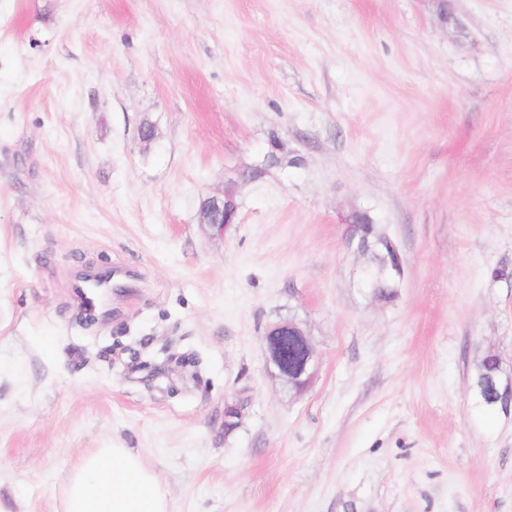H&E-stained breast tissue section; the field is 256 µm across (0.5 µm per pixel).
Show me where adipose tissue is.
I'll use <instances>...</instances> for the list:
<instances>
[{"label": "adipose tissue", "mask_w": 512, "mask_h": 512, "mask_svg": "<svg viewBox=\"0 0 512 512\" xmlns=\"http://www.w3.org/2000/svg\"><path fill=\"white\" fill-rule=\"evenodd\" d=\"M62 512H171L157 474L126 448L83 454L65 488Z\"/></svg>", "instance_id": "obj_1"}]
</instances>
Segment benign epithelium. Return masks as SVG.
<instances>
[{"instance_id": "benign-epithelium-1", "label": "benign epithelium", "mask_w": 512, "mask_h": 512, "mask_svg": "<svg viewBox=\"0 0 512 512\" xmlns=\"http://www.w3.org/2000/svg\"><path fill=\"white\" fill-rule=\"evenodd\" d=\"M439 24L458 36L465 32L459 18L455 0H429ZM208 227H219L224 234L228 225L235 223L237 204L234 187L228 186L221 197L207 200ZM266 361L271 374L287 390L302 393L312 384L319 367L318 355L308 334L293 320L281 319L270 325L262 336ZM492 389L499 393L502 410H512V379L499 378L491 381Z\"/></svg>"}]
</instances>
